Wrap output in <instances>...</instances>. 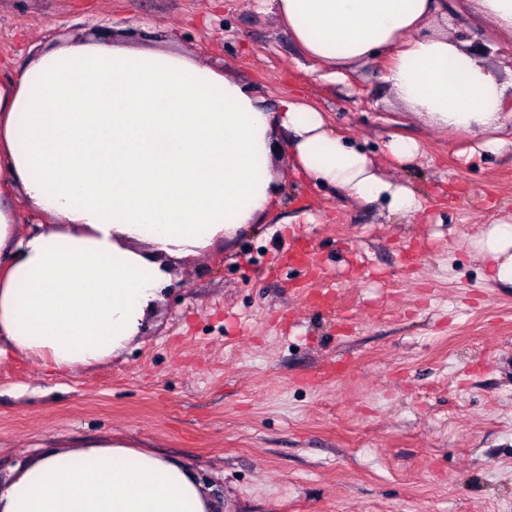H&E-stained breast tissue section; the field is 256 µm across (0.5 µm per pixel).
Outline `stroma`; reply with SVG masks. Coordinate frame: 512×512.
I'll return each instance as SVG.
<instances>
[{
  "label": "stroma",
  "instance_id": "obj_1",
  "mask_svg": "<svg viewBox=\"0 0 512 512\" xmlns=\"http://www.w3.org/2000/svg\"><path fill=\"white\" fill-rule=\"evenodd\" d=\"M99 28L161 36L271 105L303 94L420 210L349 199L280 149L266 221L177 269L110 362L0 357V483L53 443L112 433L185 464L218 512H512V288L476 250L512 224V117L501 147L474 149L394 105L382 61L326 79L252 0H0V62L19 76ZM447 29L512 76V41L457 0ZM394 135L419 146L399 169ZM300 247L314 266L290 259Z\"/></svg>",
  "mask_w": 512,
  "mask_h": 512
}]
</instances>
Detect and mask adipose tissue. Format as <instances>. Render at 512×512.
<instances>
[{"mask_svg": "<svg viewBox=\"0 0 512 512\" xmlns=\"http://www.w3.org/2000/svg\"><path fill=\"white\" fill-rule=\"evenodd\" d=\"M310 59L343 77L377 58L394 100L423 123L488 147L511 84L439 26L446 0H255ZM294 169L405 216L414 191L295 98L268 106L236 75L124 39L48 45L0 81V355L61 372L135 341L172 268L258 223L275 199L274 139ZM43 215L19 234L12 194ZM512 285V224L481 242ZM190 469L126 438L62 442L0 484V512H215Z\"/></svg>", "mask_w": 512, "mask_h": 512, "instance_id": "ef3b65f1", "label": "adipose tissue"}]
</instances>
